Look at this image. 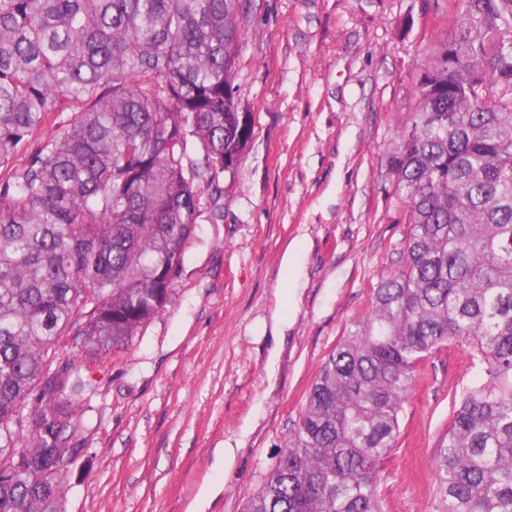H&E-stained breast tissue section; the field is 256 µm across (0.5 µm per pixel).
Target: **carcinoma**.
<instances>
[{
    "label": "carcinoma",
    "mask_w": 512,
    "mask_h": 512,
    "mask_svg": "<svg viewBox=\"0 0 512 512\" xmlns=\"http://www.w3.org/2000/svg\"><path fill=\"white\" fill-rule=\"evenodd\" d=\"M249 2L0 0V464L24 457L0 471V512H62L91 383L48 351L70 331L121 347L164 308L203 195L252 138L234 84ZM453 4L388 158L403 265L321 364L245 512H383L378 465L449 342L482 374L439 440L432 512H512V0ZM74 111L56 112L45 128L31 136L26 143L22 145V154H29L38 150L51 135L64 129L74 119Z\"/></svg>",
    "instance_id": "cac0c4a2"
}]
</instances>
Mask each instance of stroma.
Returning a JSON list of instances; mask_svg holds the SVG:
<instances>
[{
  "label": "stroma",
  "instance_id": "1",
  "mask_svg": "<svg viewBox=\"0 0 512 512\" xmlns=\"http://www.w3.org/2000/svg\"><path fill=\"white\" fill-rule=\"evenodd\" d=\"M451 22L450 0H251L235 84L254 133L221 194L203 196L164 309L123 347L90 355L68 335L54 348L93 384L65 512H193L201 498L203 512H244L319 366L402 264L409 226L387 158ZM278 300L288 325L270 389L263 324ZM478 373L454 342L419 364L378 469L385 512H431L450 401Z\"/></svg>",
  "mask_w": 512,
  "mask_h": 512
}]
</instances>
